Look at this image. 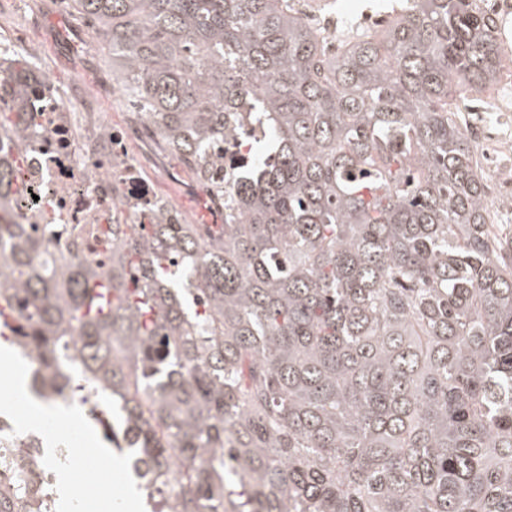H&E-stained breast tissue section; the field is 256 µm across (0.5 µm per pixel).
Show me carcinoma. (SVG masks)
I'll return each mask as SVG.
<instances>
[{
	"instance_id": "carcinoma-1",
	"label": "carcinoma",
	"mask_w": 512,
	"mask_h": 512,
	"mask_svg": "<svg viewBox=\"0 0 512 512\" xmlns=\"http://www.w3.org/2000/svg\"><path fill=\"white\" fill-rule=\"evenodd\" d=\"M154 139L200 181L238 94L271 143L222 224H114L112 267L46 265L19 223L26 61L0 69V325L58 393L113 388L121 426L183 470L178 512H512V236L450 103L491 85L475 0H406L328 56L291 0H71ZM79 336L83 367L61 371ZM25 474L0 512H29Z\"/></svg>"
}]
</instances>
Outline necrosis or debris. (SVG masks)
<instances>
[{"label":"necrosis or debris","mask_w":512,"mask_h":512,"mask_svg":"<svg viewBox=\"0 0 512 512\" xmlns=\"http://www.w3.org/2000/svg\"><path fill=\"white\" fill-rule=\"evenodd\" d=\"M479 9L492 19L499 34L501 68L493 90L479 97L496 123L475 120L468 131L484 154L494 156L483 176L496 197L499 215L512 218V100L503 96L512 86V38L506 24L512 19V0H478ZM27 106L35 120L23 133L26 147L21 171L25 192L17 205L22 223L53 224L52 258L84 255L109 266L112 251L97 227L129 223L141 209L170 210V202L157 195L143 178L149 157L131 158L127 146L152 137L147 118L130 125H115L100 109V99L85 95L80 84L62 88L52 80L28 91ZM26 398L10 393L0 403V469L22 462L33 465L39 485L50 486L53 473L48 460L34 461L33 449L42 445L40 431L21 429L16 414Z\"/></svg>","instance_id":"4bbe7bcc"}]
</instances>
